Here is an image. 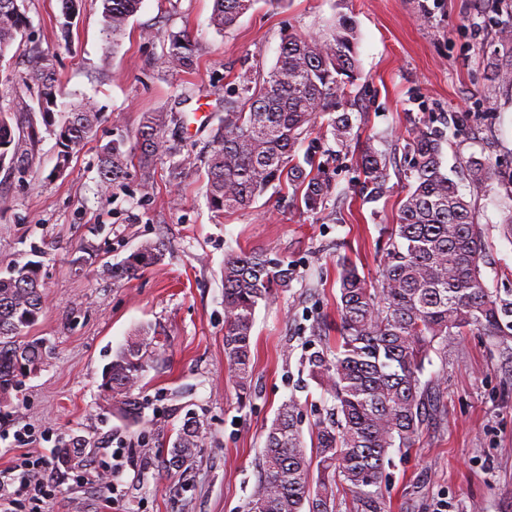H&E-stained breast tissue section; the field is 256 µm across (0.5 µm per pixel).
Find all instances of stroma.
I'll list each match as a JSON object with an SVG mask.
<instances>
[{
  "label": "stroma",
  "instance_id": "stroma-1",
  "mask_svg": "<svg viewBox=\"0 0 512 512\" xmlns=\"http://www.w3.org/2000/svg\"><path fill=\"white\" fill-rule=\"evenodd\" d=\"M213 0H142L126 34L111 45L102 33L101 0H82L65 20L61 0H26L24 40L52 55L63 99L95 97L105 112L64 176L53 173L56 140L40 130L32 174L20 181L0 170V271L42 255L45 308L34 336L52 353L0 403V470L17 452L16 431L32 434V451L50 459L59 494L45 512H246L258 480L265 428L280 405L296 400L301 430L325 418L332 400L310 378L306 357L334 340L337 263L351 258L378 283L383 226L394 223L405 184L402 148L411 121L443 132V167L476 157L512 173V87L495 82L488 59L497 49L496 0H258L231 31L210 24ZM348 17L357 31L358 78L344 108L354 128L339 148L325 125L311 136L319 153L337 154L331 198L308 211L292 192L268 191L248 211L215 216L205 184L188 173L180 184L165 163L142 190L132 173L124 188L101 193L97 155L114 125L135 130L144 112L169 109L184 86L197 96L177 141L195 160L224 114V99L242 74L268 72L284 35L328 32ZM187 31L199 49L192 73L163 68L170 33ZM390 155L386 194L367 202L357 192L365 143ZM484 228L482 276L493 292L512 289V197L498 185L473 194ZM164 238L165 260L122 281L103 277L142 242ZM271 249L293 269L289 288L259 307L252 336L250 394L224 366V257ZM155 331V356L137 394L131 423L107 408L102 373L140 326ZM425 374L439 384L440 418L428 421L409 451L391 449L385 466L387 512H512V368L484 336L464 333L447 353L431 352ZM203 418V445L193 461L168 469L167 450L188 413ZM87 442L91 481L55 462V450ZM125 449L124 497L111 503L94 481Z\"/></svg>",
  "mask_w": 512,
  "mask_h": 512
}]
</instances>
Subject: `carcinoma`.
<instances>
[{
    "label": "carcinoma",
    "mask_w": 512,
    "mask_h": 512,
    "mask_svg": "<svg viewBox=\"0 0 512 512\" xmlns=\"http://www.w3.org/2000/svg\"><path fill=\"white\" fill-rule=\"evenodd\" d=\"M25 0H0V62L15 49L24 57L21 79L37 88L36 105L14 95L0 104V170L24 179L37 144L35 128L26 131L37 110L57 140L55 171L62 175L73 155L102 123L94 102L82 99L60 107L54 59L37 47H23L27 27ZM106 38L117 41L141 0H101ZM257 0H215L210 24L217 31L235 28ZM502 51L490 61L492 78L512 85V7L497 20ZM357 34L343 18L328 35L282 39L275 64L267 74L239 81L224 102V116L213 129L209 151L199 158L210 209L222 215L246 210L269 188H293L314 211L332 195L331 176L307 150L298 151L319 119L328 114L330 133L347 145L351 115L341 111L347 89L356 80ZM196 60L195 43L184 32L171 33L161 64L188 71ZM184 114L145 112L133 135L119 130L98 154L99 188L104 193L125 184L131 169L141 172L143 187L151 171L167 159L169 181L187 175L181 148L168 137ZM404 150L410 155L404 177L407 190L399 202L383 255L380 287L371 288L356 265L343 258L336 277L339 325L336 345L307 359L309 375L335 404L325 421L311 430L306 452L298 428L295 400L284 402L267 428L257 487L248 512H336V490L350 491L360 512H382L380 482L392 448H412L421 435L426 412L439 411L438 384L421 376L435 347L469 330L491 338L512 364V294L489 291L481 277L483 237L472 201L460 195L443 171L441 133L426 122L408 129ZM385 154L365 145L360 157L364 199L376 201L387 191ZM473 190L496 183L512 196V174L475 157L459 161ZM168 252L161 239L140 244L123 262L102 265L112 280L132 277L161 263ZM288 263L265 249L231 252L224 259V358L227 370L247 395L252 376L251 333L259 304L289 287ZM41 263L28 261L0 275V399L18 385V373H34L47 361L44 340L27 336L44 310ZM154 351L151 328L137 329L118 349L101 386L112 410L132 421L141 406L133 391L148 370ZM204 425L189 416L176 431L170 465L181 467L202 447ZM85 441L73 438L56 449L60 465L80 464Z\"/></svg>",
    "instance_id": "1"
}]
</instances>
